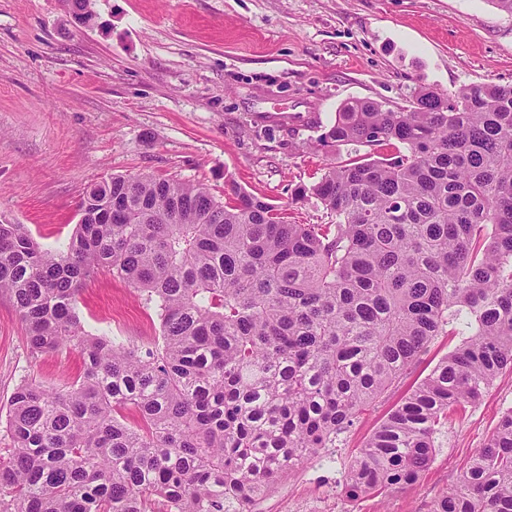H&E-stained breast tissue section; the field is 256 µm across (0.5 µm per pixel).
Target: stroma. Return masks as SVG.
<instances>
[{"label":"stroma","mask_w":512,"mask_h":512,"mask_svg":"<svg viewBox=\"0 0 512 512\" xmlns=\"http://www.w3.org/2000/svg\"><path fill=\"white\" fill-rule=\"evenodd\" d=\"M80 24L65 0H0V221L46 249L70 236L94 184L147 174L225 178L281 206L288 222L330 224L293 201L346 146L320 137L348 101L405 105L415 90L512 85V15L492 0H92ZM87 333L141 350L160 335L137 288L100 272L78 298ZM458 339L437 337L335 448L283 477L255 512H431L512 407V372L449 414L415 485L345 498L351 458ZM82 368L67 350L33 356L0 296V405L34 379L60 389Z\"/></svg>","instance_id":"obj_1"}]
</instances>
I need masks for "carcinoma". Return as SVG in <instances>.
Instances as JSON below:
<instances>
[{
  "instance_id": "carcinoma-1",
  "label": "carcinoma",
  "mask_w": 512,
  "mask_h": 512,
  "mask_svg": "<svg viewBox=\"0 0 512 512\" xmlns=\"http://www.w3.org/2000/svg\"><path fill=\"white\" fill-rule=\"evenodd\" d=\"M321 141L350 157L295 199L332 224L288 223L232 179L221 200L148 175L91 186L53 251L0 224V293L31 353L83 355L62 390L14 389L0 512H252L465 316L468 336L358 449L344 493L417 483L448 412L512 371V86L349 101ZM101 270L156 303L161 346L84 331L79 291ZM432 512H512V409Z\"/></svg>"
}]
</instances>
